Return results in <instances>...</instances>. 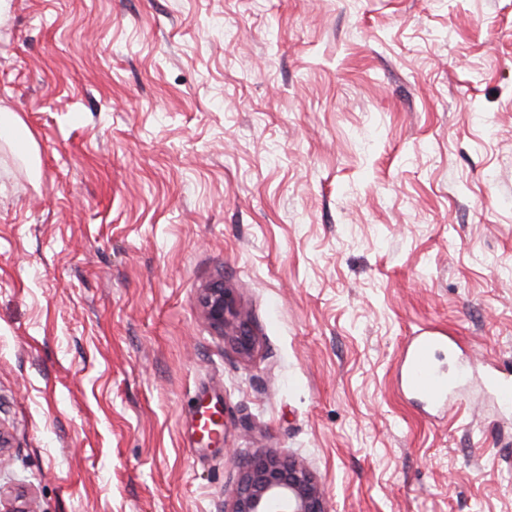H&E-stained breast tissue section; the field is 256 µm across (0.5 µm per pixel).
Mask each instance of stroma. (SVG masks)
Listing matches in <instances>:
<instances>
[{
  "instance_id": "35a3bbf8",
  "label": "stroma",
  "mask_w": 512,
  "mask_h": 512,
  "mask_svg": "<svg viewBox=\"0 0 512 512\" xmlns=\"http://www.w3.org/2000/svg\"><path fill=\"white\" fill-rule=\"evenodd\" d=\"M0 100V488L224 512L274 454L330 512H512V0H7ZM198 302L209 324L222 335L232 336L235 350L248 357L254 349V338L247 322L238 316L232 292L218 279L202 288ZM439 347L452 350L448 336L431 333L415 336L405 369L407 387L433 405H442L448 398V377L437 371L431 363L432 355Z\"/></svg>"
}]
</instances>
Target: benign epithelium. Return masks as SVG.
I'll use <instances>...</instances> for the list:
<instances>
[{
  "instance_id": "7a95c632",
  "label": "benign epithelium",
  "mask_w": 512,
  "mask_h": 512,
  "mask_svg": "<svg viewBox=\"0 0 512 512\" xmlns=\"http://www.w3.org/2000/svg\"><path fill=\"white\" fill-rule=\"evenodd\" d=\"M198 302L209 324L232 337L235 350L248 357L254 338L247 322L238 316L232 292L218 279L202 289ZM0 512H35L13 492L0 490ZM228 512H329L321 483L313 471L296 460L260 455L240 472Z\"/></svg>"
}]
</instances>
